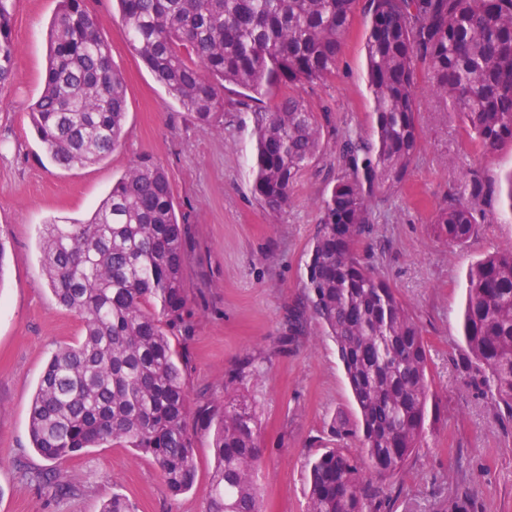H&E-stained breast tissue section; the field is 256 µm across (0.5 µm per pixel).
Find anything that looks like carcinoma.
<instances>
[{
	"mask_svg": "<svg viewBox=\"0 0 512 512\" xmlns=\"http://www.w3.org/2000/svg\"><path fill=\"white\" fill-rule=\"evenodd\" d=\"M129 46L183 108L207 128L224 111L225 85L254 101V193L269 210L288 207L301 171L323 147L324 123L300 90L334 73L357 0H117ZM16 0H0V85L14 77ZM365 36L376 141L347 133L345 168L318 204L316 235L288 309L280 350L305 340L310 323L336 344L358 417L338 415L339 445L311 463L307 512H382L385 482L406 469L423 432L427 348L409 305L365 261L373 231L367 198L404 182L422 146L420 82L457 113L475 147L512 145V0H368ZM288 94L278 95L283 87ZM127 111L124 76L99 17L85 0H59L48 33L44 86L30 108L50 160L63 170L106 159ZM448 192L434 217L450 247L476 234L475 213L493 192L476 169ZM42 275L83 338L49 359L29 409L33 448L48 461L112 443L152 458L174 495L195 482L196 415L213 428L214 465L205 512H263L256 474L263 454L246 402L192 404L188 366L173 331L190 334L183 224L163 167L134 161L83 222L46 225ZM464 337L487 373L491 397L512 415V247L466 274ZM264 358L224 372V395ZM358 441L347 448L343 441ZM28 479L70 488L55 472ZM101 512H136L114 493Z\"/></svg>",
	"mask_w": 512,
	"mask_h": 512,
	"instance_id": "1",
	"label": "carcinoma"
}]
</instances>
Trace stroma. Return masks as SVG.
Returning a JSON list of instances; mask_svg holds the SVG:
<instances>
[{"instance_id": "35a3bbf8", "label": "stroma", "mask_w": 512, "mask_h": 512, "mask_svg": "<svg viewBox=\"0 0 512 512\" xmlns=\"http://www.w3.org/2000/svg\"><path fill=\"white\" fill-rule=\"evenodd\" d=\"M103 24L127 86L128 114L118 147L100 163L66 171L44 151L29 116L44 78L47 29L57 0H17L12 35L14 80L0 87V243L7 279L0 286V512H99L113 491L138 512H204L212 466L211 431L196 425L197 479L171 495L152 459L104 445L48 463L33 448L28 414L49 358L81 339L80 319L59 307L40 276V236L51 219L86 220L128 165L147 159L167 171L185 215L189 260L185 286L194 312L190 339L172 344L187 362L192 401L224 395V372L248 353L270 355L264 373L247 377L239 396L254 402L264 463L258 475L266 512H306L309 462L333 439L337 414L355 417L332 339L311 326L296 351L274 348L288 330V308L315 234L319 201L341 171L346 131L373 139L367 82V0H358L334 74L305 87L312 111L327 113L326 147L293 185L286 210L273 213L253 192L258 111L234 86L224 91L221 125L209 130L173 99L132 51L116 0H87ZM417 120L420 152L401 190L370 199L373 232L367 258L404 298L427 345L430 393L423 438L405 476L389 484L391 512H512V416L486 394L463 336L464 283L469 265L512 245L506 197L488 196L478 232L449 249L433 230L448 191L462 187L468 167L503 182L512 147L476 154L457 117L423 95ZM55 467L71 488L28 484L25 470Z\"/></svg>"}]
</instances>
